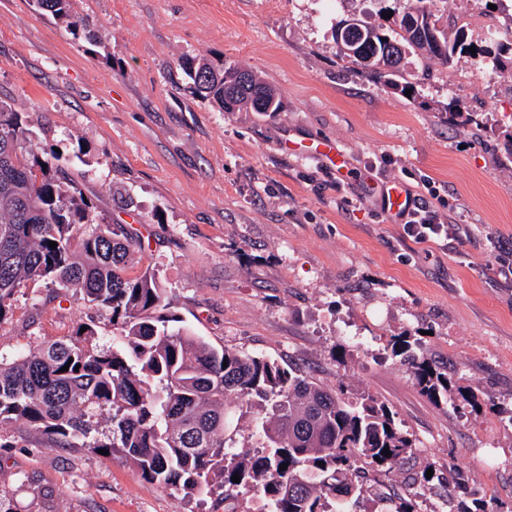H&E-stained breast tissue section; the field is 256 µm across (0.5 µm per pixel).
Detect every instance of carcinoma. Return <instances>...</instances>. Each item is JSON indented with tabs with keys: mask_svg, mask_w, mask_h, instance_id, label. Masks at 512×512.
Instances as JSON below:
<instances>
[{
	"mask_svg": "<svg viewBox=\"0 0 512 512\" xmlns=\"http://www.w3.org/2000/svg\"><path fill=\"white\" fill-rule=\"evenodd\" d=\"M37 4L78 29L71 0ZM432 7L433 0H413L386 29L364 21L344 30L340 55L397 77L407 47L452 62L468 48L465 26L439 29ZM186 70L196 90L225 112L280 110L277 92L251 72L220 71L206 59L186 62ZM28 135L22 114L0 101V321L13 312L21 284L44 280L109 311L122 342L104 347L94 322H81L66 340L0 359V425L22 426L62 448H119L142 478L186 498L209 495L221 505L246 489L255 502L250 512H378L367 503L421 512L422 491L437 486L446 488L449 512H499L492 500L454 506L464 486L459 474L445 482L422 470L411 477L417 492L372 490L415 448L387 404L369 394L353 403L298 367L217 347L178 325L180 318L166 313L158 274L129 272L138 240L122 224L84 226L90 203L70 172L38 155H19ZM391 348L435 405H480L421 339L406 333ZM236 401L253 409L257 452L231 444L227 411ZM105 411L112 432L97 438ZM235 474L238 483L231 481Z\"/></svg>",
	"mask_w": 512,
	"mask_h": 512,
	"instance_id": "1",
	"label": "carcinoma"
}]
</instances>
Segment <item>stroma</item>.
<instances>
[{
	"mask_svg": "<svg viewBox=\"0 0 512 512\" xmlns=\"http://www.w3.org/2000/svg\"><path fill=\"white\" fill-rule=\"evenodd\" d=\"M410 0H73L71 30L34 0H0V100L21 112L30 149L75 177L89 224H122L140 246L130 272L157 270L170 311L197 336L304 370L350 401L385 402L416 441L388 481L454 463L467 498L512 512V55L484 84L469 54L452 66L407 52L404 94L340 58L335 28L381 23ZM258 74L273 114L223 112L194 92L181 62ZM335 141L338 176L285 140ZM433 190L461 241H419L381 190ZM0 355L70 336L109 312L42 281L17 289ZM481 398L437 406L391 354L403 333ZM0 498L11 512H193L130 468L122 453L56 448L0 427Z\"/></svg>",
	"mask_w": 512,
	"mask_h": 512,
	"instance_id": "35a3bbf8",
	"label": "stroma"
}]
</instances>
